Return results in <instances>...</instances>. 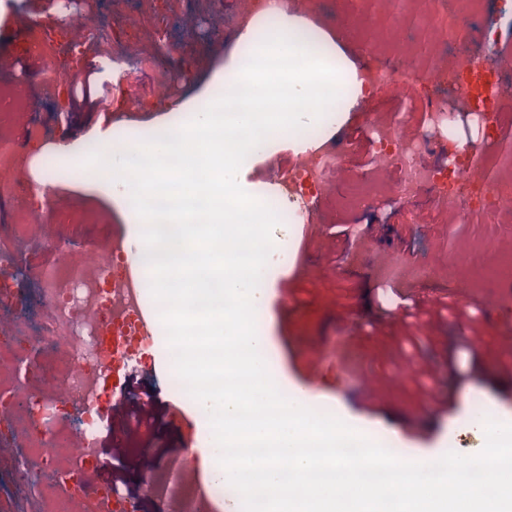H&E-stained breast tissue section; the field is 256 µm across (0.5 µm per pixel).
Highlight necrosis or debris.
<instances>
[{
	"label": "necrosis or debris",
	"mask_w": 512,
	"mask_h": 512,
	"mask_svg": "<svg viewBox=\"0 0 512 512\" xmlns=\"http://www.w3.org/2000/svg\"><path fill=\"white\" fill-rule=\"evenodd\" d=\"M480 18L481 44L487 59L460 46V20ZM512 19V0H501L497 12L485 13L483 0H431L420 16L446 55L420 65L410 56L394 53L363 75L370 94L388 99L407 97L418 82L439 83L443 72L455 76L450 100L426 96L420 102L423 125L409 133L405 121L366 128L375 162L397 174L396 196H413L425 188L447 199L458 222L477 213L512 211V182L488 181L486 170L472 166L467 149L457 138L456 108L473 112L487 136L512 125L500 106L512 80L500 71L494 55L496 35ZM447 137L448 165L432 168L421 157L433 148L435 137ZM311 148L289 166L285 184L290 203L284 214L291 226L313 223L312 191L323 188L328 173L338 168L347 142L328 138L325 127L309 133ZM27 158L13 138H0V198L17 199L23 190L21 174ZM54 266L40 273V288L29 296L24 279L12 276L0 289V303L15 310L0 344V399L4 417L25 435L20 458L0 464L14 484L36 487L34 512H137L135 498L114 485L96 483L101 462L96 445L105 416L102 362L137 367L152 346L158 320L144 317L147 280L116 241L99 240L78 252L63 250ZM140 483L147 495L164 493L170 512H220L230 489L226 481H206L188 459L155 455L144 460Z\"/></svg>",
	"instance_id": "necrosis-or-debris-1"
}]
</instances>
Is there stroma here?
Returning a JSON list of instances; mask_svg holds the SVG:
<instances>
[{
	"label": "stroma",
	"mask_w": 512,
	"mask_h": 512,
	"mask_svg": "<svg viewBox=\"0 0 512 512\" xmlns=\"http://www.w3.org/2000/svg\"><path fill=\"white\" fill-rule=\"evenodd\" d=\"M0 0V58L10 63L0 71V92L25 94L28 110L0 122V136L24 143L26 155L41 157L47 147H61L64 185L37 200H22L51 222L54 236L73 247L84 246L89 234L108 229L123 236L124 226L103 192L79 188L87 172L84 160L94 146L98 122H121L143 131L146 138L162 135L170 124L175 101L211 102L207 93L214 73L231 50L242 0ZM329 27L348 33L346 48L363 65L377 66L383 53L365 47L398 16L397 0H324ZM106 15L109 52L136 54L140 73L129 79L139 97L113 90L117 77L108 56L94 58L76 39L73 21ZM40 23L43 39L58 48L56 65L64 81L51 99L40 98L38 76L47 56L37 51L25 32ZM91 87L89 104H74V91ZM170 90L168 101L153 99L154 87ZM410 101L369 96L348 114L335 138L353 137L340 167L328 179L315 206V221L302 225L294 242L307 272L268 263L267 296L258 334L267 336L263 352L267 370L284 396L306 387L305 407L335 416L399 457L429 463L444 453L478 454L484 447L482 429L473 423V396H480L494 418H512V356L498 347L502 330L512 327V215L491 219L476 215L469 223L449 222L447 207L437 205L430 190L385 205L372 195L348 200L351 180L359 173L390 180L389 171H374L364 128L375 120L401 119ZM40 133L25 138L27 127ZM296 152L282 139L279 153L253 163V179L265 200L280 196V176ZM79 209L82 228L60 224V217ZM12 205L0 202V246L14 248L37 289L39 272L53 264L57 251L44 241L43 229L27 240L10 231ZM393 258L426 268L428 277L409 288L381 282L376 269ZM476 282L457 296V278ZM165 335H157L150 356L129 372L111 371L106 394L156 391V412L163 418L152 427L162 448L184 447L195 422L173 396L179 379L168 358ZM125 420L109 415L98 443L102 457L122 470V485L138 492L139 463L124 458L120 438Z\"/></svg>",
	"instance_id": "1"
}]
</instances>
